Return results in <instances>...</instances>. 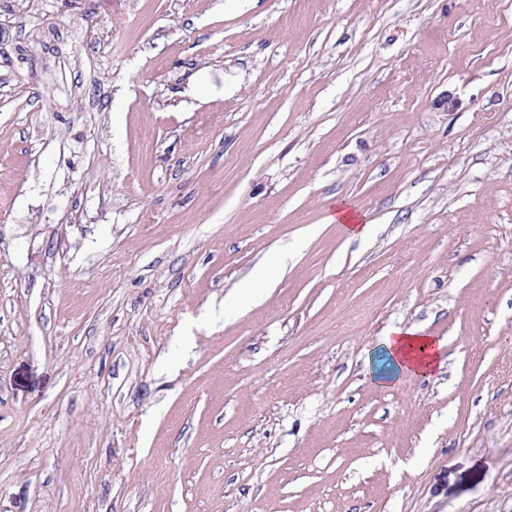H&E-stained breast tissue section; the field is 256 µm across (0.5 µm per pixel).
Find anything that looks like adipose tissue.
<instances>
[{
    "instance_id": "obj_1",
    "label": "adipose tissue",
    "mask_w": 512,
    "mask_h": 512,
    "mask_svg": "<svg viewBox=\"0 0 512 512\" xmlns=\"http://www.w3.org/2000/svg\"><path fill=\"white\" fill-rule=\"evenodd\" d=\"M387 353L400 372L414 377H426L439 362L441 341L419 333L413 327H393L384 338Z\"/></svg>"
}]
</instances>
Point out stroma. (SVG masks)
<instances>
[{
  "label": "stroma",
  "mask_w": 512,
  "mask_h": 512,
  "mask_svg": "<svg viewBox=\"0 0 512 512\" xmlns=\"http://www.w3.org/2000/svg\"><path fill=\"white\" fill-rule=\"evenodd\" d=\"M0 512H512V0H0ZM329 223L343 224L352 239L364 238L369 232L370 224H361L352 205L347 200L336 201V207L328 217ZM384 345L400 372L414 377H428L435 370L443 347L442 341L405 326L393 327Z\"/></svg>",
  "instance_id": "35a3bbf8"
}]
</instances>
